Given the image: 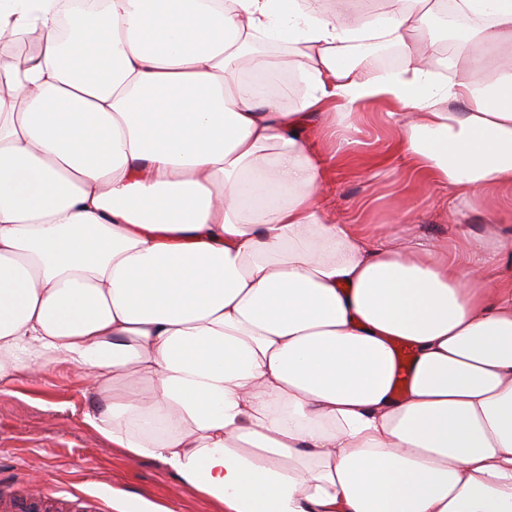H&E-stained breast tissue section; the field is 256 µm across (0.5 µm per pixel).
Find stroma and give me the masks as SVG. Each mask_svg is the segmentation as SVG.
<instances>
[{
	"instance_id": "35a3bbf8",
	"label": "stroma",
	"mask_w": 512,
	"mask_h": 512,
	"mask_svg": "<svg viewBox=\"0 0 512 512\" xmlns=\"http://www.w3.org/2000/svg\"><path fill=\"white\" fill-rule=\"evenodd\" d=\"M386 104H368L353 126H317L307 135L324 152L323 201L349 224H382L401 238L456 239L466 219L473 234L512 235V196L499 202L496 222L452 190L419 193L392 155L397 128ZM412 209L409 224L391 223V205ZM95 401L93 384L66 363H55L0 386V496L37 495L39 512H116L136 498L153 512H221L183 486L163 464L129 459L84 421Z\"/></svg>"
}]
</instances>
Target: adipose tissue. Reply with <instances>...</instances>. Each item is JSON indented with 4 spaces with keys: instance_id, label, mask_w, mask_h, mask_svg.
<instances>
[{
    "instance_id": "adipose-tissue-1",
    "label": "adipose tissue",
    "mask_w": 512,
    "mask_h": 512,
    "mask_svg": "<svg viewBox=\"0 0 512 512\" xmlns=\"http://www.w3.org/2000/svg\"><path fill=\"white\" fill-rule=\"evenodd\" d=\"M66 2L0 0L38 37L0 57V385L69 362L92 428L224 512H512V237L344 223L303 134L388 103L402 166L494 211L512 0ZM290 68L293 110L256 81Z\"/></svg>"
}]
</instances>
